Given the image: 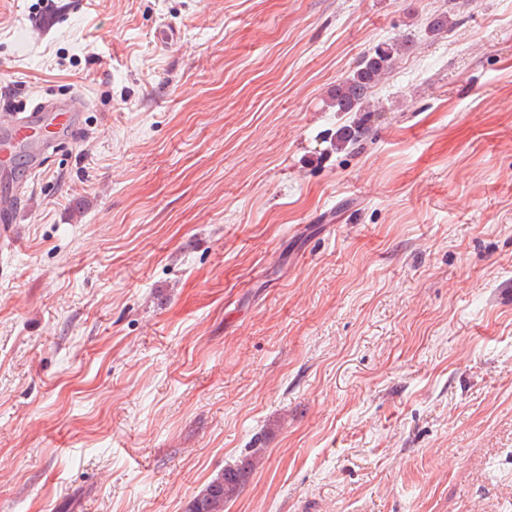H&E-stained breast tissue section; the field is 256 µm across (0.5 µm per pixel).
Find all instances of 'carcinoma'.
I'll return each mask as SVG.
<instances>
[{"label":"carcinoma","mask_w":512,"mask_h":512,"mask_svg":"<svg viewBox=\"0 0 512 512\" xmlns=\"http://www.w3.org/2000/svg\"><path fill=\"white\" fill-rule=\"evenodd\" d=\"M452 28L450 15L436 12L427 18L426 29L441 36ZM416 43L408 38L383 42L370 50L352 74L336 84L329 94L331 106L338 112H362L370 105L375 87L391 73L395 63L413 54ZM264 458V449H252L250 458L228 467L213 478L189 504L187 512H224V505L242 490L255 467Z\"/></svg>","instance_id":"cac0c4a2"}]
</instances>
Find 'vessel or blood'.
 <instances>
[{"instance_id":"obj_1","label":"vessel or blood","mask_w":512,"mask_h":512,"mask_svg":"<svg viewBox=\"0 0 512 512\" xmlns=\"http://www.w3.org/2000/svg\"><path fill=\"white\" fill-rule=\"evenodd\" d=\"M85 105V100L74 94L16 112L10 128L0 137V167H10L20 147L34 148V160L40 164L50 153L67 146L77 133Z\"/></svg>"}]
</instances>
